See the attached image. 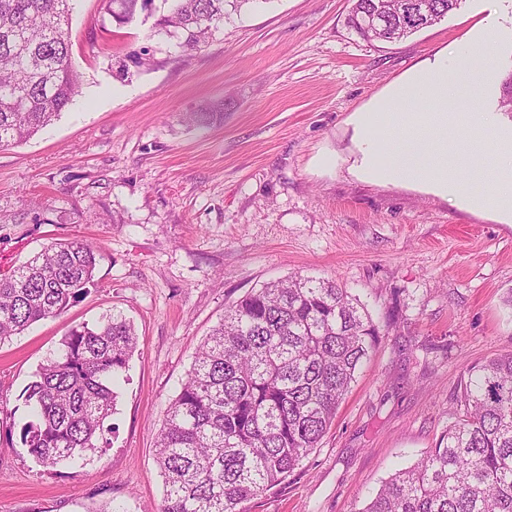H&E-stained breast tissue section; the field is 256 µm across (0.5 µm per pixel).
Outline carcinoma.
Returning <instances> with one entry per match:
<instances>
[{
  "instance_id": "1",
  "label": "carcinoma",
  "mask_w": 512,
  "mask_h": 512,
  "mask_svg": "<svg viewBox=\"0 0 512 512\" xmlns=\"http://www.w3.org/2000/svg\"><path fill=\"white\" fill-rule=\"evenodd\" d=\"M269 0H107L118 26L157 15L153 29L198 49L231 13ZM462 0H353L347 26L392 43L434 25ZM73 0H0V147L58 118L81 90L71 58ZM374 12L377 29L361 28ZM98 250L53 243L0 273V342L55 318L86 292ZM371 317L334 280L295 275L227 310L199 348L157 437L160 512H240L283 482L330 429L356 371L377 345ZM120 313L64 337L25 389L33 420L23 447L50 469L100 447L114 380L136 349ZM465 413L414 465L396 471L360 512H512V353L466 370Z\"/></svg>"
}]
</instances>
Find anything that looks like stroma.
Instances as JSON below:
<instances>
[{
  "label": "stroma",
  "mask_w": 512,
  "mask_h": 512,
  "mask_svg": "<svg viewBox=\"0 0 512 512\" xmlns=\"http://www.w3.org/2000/svg\"><path fill=\"white\" fill-rule=\"evenodd\" d=\"M352 0H257L201 48L151 23L111 24L75 0L82 93L51 125L0 147V271L74 238L99 246L86 293L0 344V512H156L157 434L210 329L239 299L293 275L336 280L380 340L330 430L295 471L241 512H360L462 414L467 368L512 352V226L493 211L354 178L353 113L424 60L456 52L488 17L480 109L512 71V0H462L394 43L346 26ZM150 48L152 66L136 64ZM217 111L209 125L192 113ZM119 312L138 346L116 384L108 444L82 468L37 465L18 444L24 390L71 329Z\"/></svg>",
  "instance_id": "stroma-1"
}]
</instances>
